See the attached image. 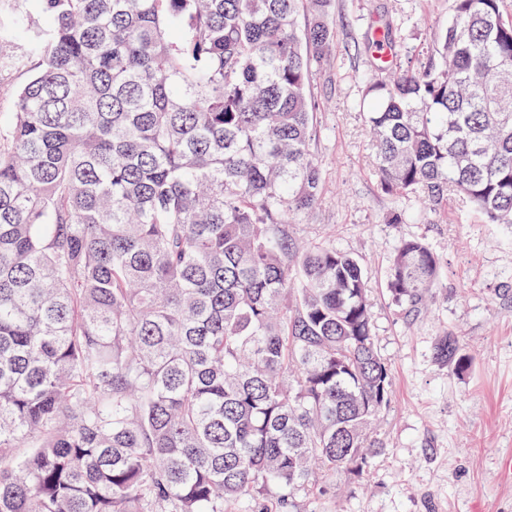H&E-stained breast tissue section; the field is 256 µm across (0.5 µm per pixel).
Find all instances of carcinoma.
Masks as SVG:
<instances>
[{
  "instance_id": "carcinoma-1",
  "label": "carcinoma",
  "mask_w": 512,
  "mask_h": 512,
  "mask_svg": "<svg viewBox=\"0 0 512 512\" xmlns=\"http://www.w3.org/2000/svg\"><path fill=\"white\" fill-rule=\"evenodd\" d=\"M38 2L0 19L29 72L0 126V512H308L384 451L393 394L361 264L288 235L322 193L331 0ZM500 2L453 0L365 97L384 191L512 225ZM440 268L404 239L387 291L417 313Z\"/></svg>"
}]
</instances>
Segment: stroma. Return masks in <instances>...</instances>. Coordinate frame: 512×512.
<instances>
[{"mask_svg":"<svg viewBox=\"0 0 512 512\" xmlns=\"http://www.w3.org/2000/svg\"><path fill=\"white\" fill-rule=\"evenodd\" d=\"M451 9V0H331L332 53L309 80L322 196L289 232L358 258L393 396L378 423L384 452L312 512H512V228L483 223L453 194L434 212L419 193L383 191L364 99L378 76L367 50L373 22L386 25L398 64L410 66ZM404 239L425 241L441 260L440 286L414 315L386 289ZM446 334L470 357L466 373L437 360L435 339Z\"/></svg>","mask_w":512,"mask_h":512,"instance_id":"obj_1","label":"stroma"}]
</instances>
